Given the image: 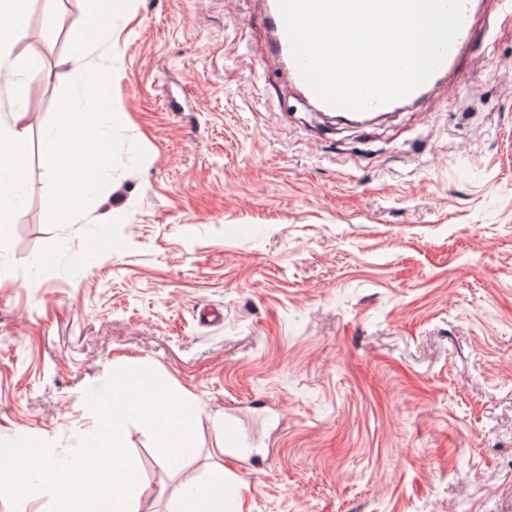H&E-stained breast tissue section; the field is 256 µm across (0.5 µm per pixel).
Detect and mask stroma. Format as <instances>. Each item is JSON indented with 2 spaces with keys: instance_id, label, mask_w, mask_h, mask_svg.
<instances>
[{
  "instance_id": "stroma-1",
  "label": "stroma",
  "mask_w": 512,
  "mask_h": 512,
  "mask_svg": "<svg viewBox=\"0 0 512 512\" xmlns=\"http://www.w3.org/2000/svg\"><path fill=\"white\" fill-rule=\"evenodd\" d=\"M18 0L16 52L37 77L0 86L35 113L24 183L0 223V448L71 457L92 404L145 369L194 402L201 483L232 417L258 457L226 512H499L512 497V19L443 83L370 126L306 106L267 54L262 0H133L114 24L116 115L140 169L86 218L47 222L45 129L84 0ZM261 75H252L254 59ZM40 94H33V87ZM112 247L95 250L103 236ZM131 475L157 437L130 421ZM111 460L55 496L0 472V512H76Z\"/></svg>"
}]
</instances>
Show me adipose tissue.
<instances>
[{"label": "adipose tissue", "instance_id": "ef3b65f1", "mask_svg": "<svg viewBox=\"0 0 512 512\" xmlns=\"http://www.w3.org/2000/svg\"><path fill=\"white\" fill-rule=\"evenodd\" d=\"M127 389L133 390L138 404V419L146 426L156 428L159 436L160 462L169 464L177 456L188 454L192 448L188 431L187 413L190 399L177 398L162 388L146 382L141 373L125 375ZM95 413L100 429L92 448L81 456L63 458L54 451L45 450L38 463H31L22 451L7 453V466L29 471V480L45 494L57 492L64 481H75L98 468L102 459L112 458L116 472L127 473L129 466L122 453V440L129 417L119 404L97 402ZM225 481L223 473L211 476L207 485L180 484L169 490L179 512H224ZM154 489L134 480H116L104 487L92 500L93 506L108 507L112 512H150L148 502Z\"/></svg>", "mask_w": 512, "mask_h": 512}]
</instances>
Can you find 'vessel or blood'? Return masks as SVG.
I'll return each mask as SVG.
<instances>
[{
  "label": "vessel or blood",
  "instance_id": "vessel-or-blood-1",
  "mask_svg": "<svg viewBox=\"0 0 512 512\" xmlns=\"http://www.w3.org/2000/svg\"><path fill=\"white\" fill-rule=\"evenodd\" d=\"M480 0H467L463 25L457 34L449 52L437 70L428 80L411 94L388 104L374 107L365 112L352 113V120L366 124L372 120L387 116L393 112L414 105L425 98L448 75L455 73L463 52L470 45L476 33H489V26L480 23ZM265 27L270 37L269 50L286 64V76L289 84L316 110L328 111L327 103L320 100L302 78L293 59L287 28L279 10L277 0H267L263 15ZM244 442L240 430L233 422L224 424V456L227 465H235L242 456Z\"/></svg>",
  "mask_w": 512,
  "mask_h": 512
}]
</instances>
